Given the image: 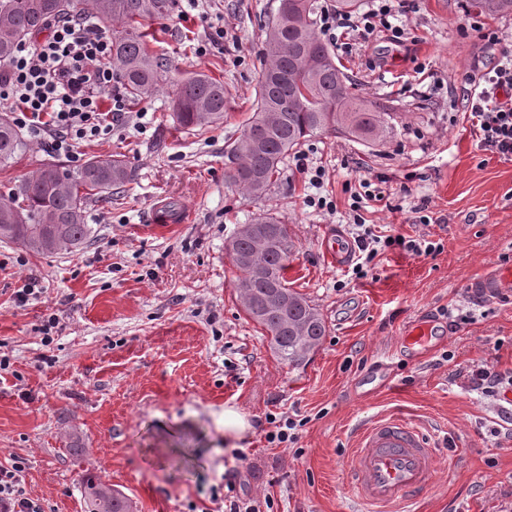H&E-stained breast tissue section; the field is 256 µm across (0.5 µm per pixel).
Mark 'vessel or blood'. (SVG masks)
<instances>
[{"mask_svg":"<svg viewBox=\"0 0 512 512\" xmlns=\"http://www.w3.org/2000/svg\"><path fill=\"white\" fill-rule=\"evenodd\" d=\"M465 288L476 303L511 298L512 266H494ZM435 460V450L419 426L399 415L377 418L357 434L347 465L348 490L366 512H405L431 483Z\"/></svg>","mask_w":512,"mask_h":512,"instance_id":"obj_1","label":"vessel or blood"}]
</instances>
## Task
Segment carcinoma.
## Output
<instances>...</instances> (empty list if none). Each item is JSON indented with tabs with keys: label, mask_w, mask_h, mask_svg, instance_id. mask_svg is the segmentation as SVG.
<instances>
[{
	"label": "carcinoma",
	"mask_w": 512,
	"mask_h": 512,
	"mask_svg": "<svg viewBox=\"0 0 512 512\" xmlns=\"http://www.w3.org/2000/svg\"><path fill=\"white\" fill-rule=\"evenodd\" d=\"M175 0H0V63L18 45L54 19L92 17L112 26V64L126 97L137 100L162 85L173 87L172 117L178 128L193 130L224 122V81L198 73L172 77L171 63L150 49L147 22L167 20ZM483 15H512V0H468ZM312 0H279L274 20L265 30L262 80L257 103L244 132L227 151L234 167L228 180L248 197L271 193L289 152L311 136L333 134L371 145L393 132L391 113L377 102L352 95L349 76L318 38ZM26 148L23 136L0 115V165ZM135 179L124 160L91 158L69 169L57 161L44 163L7 195H0V239L38 254L73 252L93 234L86 208L125 192ZM277 236L259 248L258 238L238 234L233 252L258 254L273 271L271 282L235 267L247 317L270 337V349L282 364L295 368L319 346L326 324L306 296L290 285L286 271L293 243L288 225L273 213L251 220ZM288 300L283 310L264 306L272 294ZM85 512H131L128 499L99 478L83 482Z\"/></svg>",
	"instance_id": "1"
}]
</instances>
